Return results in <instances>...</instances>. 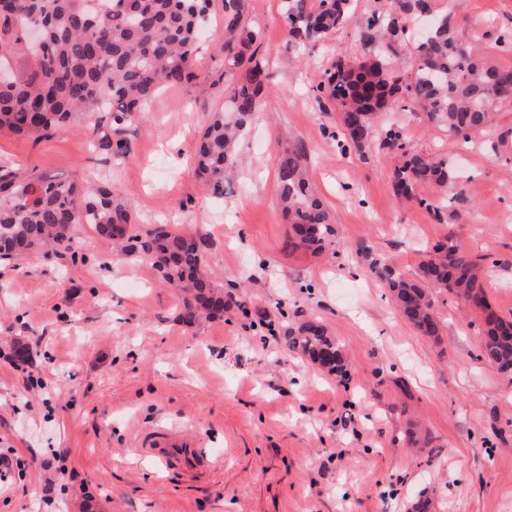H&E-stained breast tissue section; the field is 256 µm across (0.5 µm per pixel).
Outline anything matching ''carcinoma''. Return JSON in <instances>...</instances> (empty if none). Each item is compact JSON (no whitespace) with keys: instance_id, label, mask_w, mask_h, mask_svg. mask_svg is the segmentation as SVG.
<instances>
[{"instance_id":"carcinoma-1","label":"carcinoma","mask_w":512,"mask_h":512,"mask_svg":"<svg viewBox=\"0 0 512 512\" xmlns=\"http://www.w3.org/2000/svg\"><path fill=\"white\" fill-rule=\"evenodd\" d=\"M284 3L287 35L299 44L323 40L348 21L352 9V0ZM209 5L210 0H0V73L9 76L0 81V132L39 138L81 115L94 119L90 128L102 147L123 149L129 128L146 120L145 106L157 89L190 79ZM421 11L432 16L433 31L416 46L415 67L404 73L392 60L410 40L411 23ZM33 20L42 30L35 46L24 37ZM359 34L373 60L355 65L336 55L320 88L336 105L349 146L363 152L376 145L400 154L392 182L397 200L415 203L439 220L448 199L458 198L452 164L405 148L401 132L379 118L415 105L430 123L467 142L491 125L497 104L512 100V68L489 64L473 41L459 36L451 13L437 12L436 0H389L386 16L366 19ZM259 39L245 0H224V106L214 112L194 154L197 175L215 187L233 165L235 143L260 112L270 81L257 59ZM16 59L27 60L25 70L11 67ZM238 70L246 74L242 84L231 78ZM99 112L110 113L108 124L95 118ZM424 184L441 188L439 204L421 196ZM277 204L288 224L286 248L319 254L330 245L334 222L311 183L301 145L280 159ZM130 209L110 187L21 176L0 167V259L20 261L36 249L69 252L79 226L89 224L98 237L152 262L177 292L180 322L194 326L224 317L230 304L206 271L201 242L164 230L142 237L133 232ZM372 268L401 317L422 336H440L433 289L470 310L488 309L481 265L456 244H435L433 255L411 274L383 258ZM283 339L314 364L329 359L328 375H348L341 343L319 319L287 324ZM479 357L512 372V318L487 314Z\"/></svg>"}]
</instances>
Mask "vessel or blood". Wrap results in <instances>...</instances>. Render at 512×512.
<instances>
[{"label":"vessel or blood","mask_w":512,"mask_h":512,"mask_svg":"<svg viewBox=\"0 0 512 512\" xmlns=\"http://www.w3.org/2000/svg\"><path fill=\"white\" fill-rule=\"evenodd\" d=\"M145 450L165 466H178L199 476L212 473L217 466L215 458L207 454L197 435L189 430H157L146 440Z\"/></svg>","instance_id":"b4317fda"}]
</instances>
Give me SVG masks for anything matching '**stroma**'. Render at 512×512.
<instances>
[{
  "instance_id": "1",
  "label": "stroma",
  "mask_w": 512,
  "mask_h": 512,
  "mask_svg": "<svg viewBox=\"0 0 512 512\" xmlns=\"http://www.w3.org/2000/svg\"><path fill=\"white\" fill-rule=\"evenodd\" d=\"M485 59L512 68V0H438ZM386 0H353L324 41H288L281 0H246L272 74L263 111L235 147L222 191L192 151L224 102L223 2L210 4L190 80L164 86L126 151H104L86 119L35 138L0 133V166L111 187L140 232L204 244L212 278L242 309L186 326L178 297L141 257L116 255L90 225L75 254L0 261V453L20 459L0 512H512V376L479 360L484 315L434 296L439 338L395 309L369 253L410 272L450 240L486 270L498 316L512 318V104L465 144L414 109L387 113L410 149L454 163L461 197L436 220L393 195L395 153L344 143L317 89L336 55L367 60L357 25ZM302 145L335 221L324 252L288 251L275 205L279 160ZM313 315L341 341V383L290 351L277 327ZM30 364L10 358L14 343ZM418 424L432 444L403 437ZM194 431L220 466L199 477L165 468L145 437Z\"/></svg>"
}]
</instances>
